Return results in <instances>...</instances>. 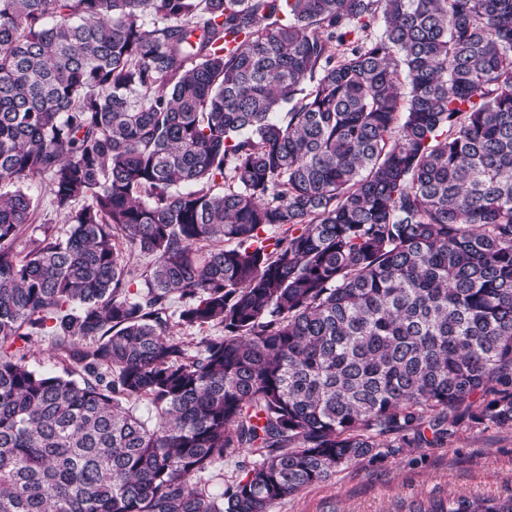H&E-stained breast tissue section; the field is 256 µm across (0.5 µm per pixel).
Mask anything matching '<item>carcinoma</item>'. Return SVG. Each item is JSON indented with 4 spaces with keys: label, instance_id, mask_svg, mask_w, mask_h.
<instances>
[{
    "label": "carcinoma",
    "instance_id": "cac0c4a2",
    "mask_svg": "<svg viewBox=\"0 0 512 512\" xmlns=\"http://www.w3.org/2000/svg\"><path fill=\"white\" fill-rule=\"evenodd\" d=\"M465 421L512 425V0H0V512H270ZM31 191L41 201L42 218L45 222H48L47 225H50L55 232L64 233L68 229V225L61 223V217L51 206L50 198L46 195L44 186L41 188L39 184H35ZM49 347V341L44 340L43 338H34V342L31 344L30 352H29V364L41 370H50L61 371L60 366L55 367L54 359H50L47 354V349Z\"/></svg>",
    "mask_w": 512,
    "mask_h": 512
}]
</instances>
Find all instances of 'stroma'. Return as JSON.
Returning a JSON list of instances; mask_svg holds the SVG:
<instances>
[{"label":"stroma","mask_w":512,"mask_h":512,"mask_svg":"<svg viewBox=\"0 0 512 512\" xmlns=\"http://www.w3.org/2000/svg\"><path fill=\"white\" fill-rule=\"evenodd\" d=\"M512 496V426L467 424L444 444L340 467L272 512H412L427 499Z\"/></svg>","instance_id":"35a3bbf8"}]
</instances>
